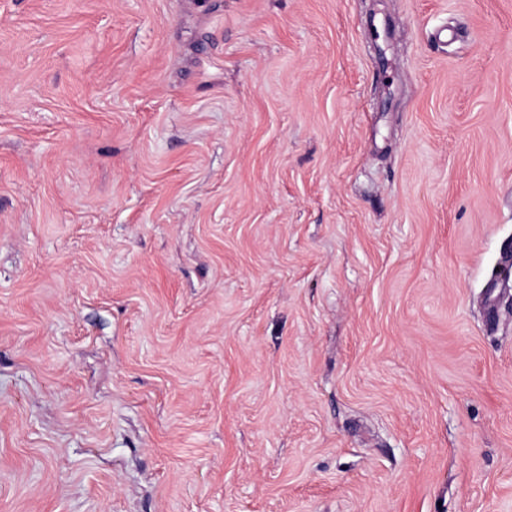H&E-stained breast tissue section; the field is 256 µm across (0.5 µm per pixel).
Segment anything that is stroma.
<instances>
[{"label":"stroma","instance_id":"35a3bbf8","mask_svg":"<svg viewBox=\"0 0 512 512\" xmlns=\"http://www.w3.org/2000/svg\"><path fill=\"white\" fill-rule=\"evenodd\" d=\"M512 0H0V512H512Z\"/></svg>","mask_w":512,"mask_h":512}]
</instances>
